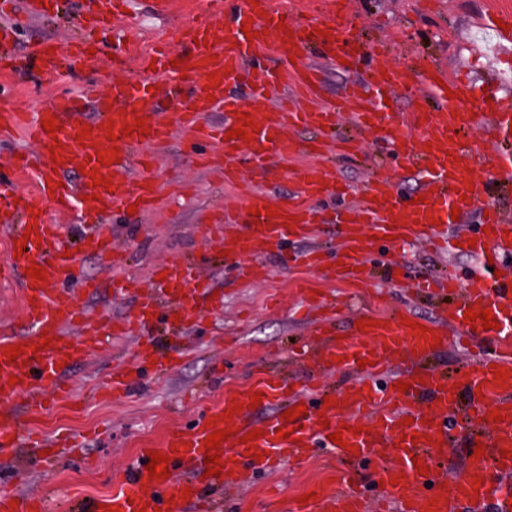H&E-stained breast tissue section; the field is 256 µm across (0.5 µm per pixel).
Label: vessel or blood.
Instances as JSON below:
<instances>
[{
  "label": "vessel or blood",
  "instance_id": "vessel-or-blood-1",
  "mask_svg": "<svg viewBox=\"0 0 512 512\" xmlns=\"http://www.w3.org/2000/svg\"><path fill=\"white\" fill-rule=\"evenodd\" d=\"M128 6L129 0H86L83 15L89 24L106 27ZM348 17L346 0H333L328 16L319 22L282 14L274 0H225L224 8L205 10L200 20L174 27L173 41L190 48L185 67H174L176 55L170 50L156 51L153 57L156 72L171 80L168 92L179 106L184 134L216 145L234 172H262L273 161L288 159L297 151L289 129L331 130L340 110L351 112L362 129L378 133L398 163L416 172L421 181L418 203L401 194L391 179L373 176L366 181L352 211L354 226L339 245V275L356 281L366 276L363 266L374 236L420 238L432 241L437 250L454 251L453 237L444 233L453 212L468 216L490 182L512 187V93L496 88L489 112L459 110V100L476 91L471 81L453 77L440 84L434 68L414 79L404 68L370 63V49L343 40ZM248 28L253 31L249 37L244 34ZM16 38L14 24L0 25L1 72L20 70L28 57L37 63L41 78L53 80L63 60L87 67L96 61L85 42H36L22 58L11 50ZM311 43L331 63L344 60L365 67L363 82L345 86L338 110L299 108L291 98L276 103L270 98L286 75L308 99L317 98L323 72L302 60ZM269 45L280 58L293 59L289 72L260 58V50ZM159 93L145 78L112 79L104 93L91 80L81 95H60L40 112L0 111V138L21 126L35 145L34 151L12 158V177L0 176V230L22 236L6 269L20 279L28 328L22 336L0 335V454L42 447V440L22 426L19 412L42 416L52 398L67 396L72 368L104 355L113 338H132L138 363L134 370L114 369L103 382V391L115 397L132 389L139 369L159 375L176 368L187 354L178 345L171 356L156 355L145 331L159 320L176 327L197 317L204 285L198 272L181 257H171L153 271L154 278L163 279L164 289L142 292L135 311L111 321L110 332H103L101 320L90 318L76 300L78 290H93L94 282L77 289L61 279L83 254L104 255L122 266L108 227L102 222L91 227L76 250L63 241L60 225L47 217L53 210L77 219H102L133 204L143 209L153 204L154 159L135 154L133 148L163 144L172 136L167 114L157 109ZM397 94L421 102L410 120L388 112L385 100ZM213 112L222 113L223 121H209ZM48 118L54 119L56 132L45 130ZM248 123L256 127L250 139L233 136V129ZM127 126L132 129L128 135L123 132ZM484 141L494 142L493 154L483 152ZM113 146L117 161L99 164L98 152ZM31 171L37 175L36 193H19L15 175ZM98 176L108 180V187L95 185ZM290 176L300 189L295 204L276 206L275 216L269 217L266 196L248 192L242 230L223 227L216 245L233 258L258 261L289 234L312 227L314 202L334 194L335 188L318 164L301 165ZM479 224L484 233L474 251L487 253V261L479 269L446 276L445 286L458 301L424 332L414 333L396 311L363 315L367 330L351 327L343 339L324 323L313 324L315 363L330 371H357L356 379L337 395L290 388L279 375L262 374L201 410L194 424L166 435L160 452L169 458L168 476L151 478L144 463L152 451L139 449L137 463L123 473L111 494L75 500V512H223L224 493L232 492L242 478L273 471L291 458L328 464L375 459L379 498L389 512H512V458L501 455L502 450L512 451V274L504 270L512 258V215L492 206ZM32 266L43 270V279L29 276ZM485 309L491 310L497 328H472L465 311ZM475 334L487 336L492 347L473 354L465 369L466 390L456 389L446 374L424 368L434 352V338L467 347ZM15 346L22 353L8 361L6 352ZM361 359L366 367H358ZM499 370L504 379H496ZM400 381L408 383L407 392L397 389ZM257 394L266 404H305L306 412L289 423L278 412L254 420L250 402ZM325 419L330 422L326 428L321 425ZM285 427L291 430L286 440L278 436ZM219 430L227 433L220 444L222 472L210 477L205 441ZM337 431L343 439L339 445L328 438ZM252 432L257 440L243 445L242 437ZM462 435L469 443H483L484 452L469 456L464 471L450 477L441 466L448 448ZM382 448L391 449L395 461L378 460ZM347 476L348 484L334 491L316 486L315 496L296 512H367V498L351 485L355 471ZM48 509L42 495L0 490V512Z\"/></svg>",
  "mask_w": 512,
  "mask_h": 512
}]
</instances>
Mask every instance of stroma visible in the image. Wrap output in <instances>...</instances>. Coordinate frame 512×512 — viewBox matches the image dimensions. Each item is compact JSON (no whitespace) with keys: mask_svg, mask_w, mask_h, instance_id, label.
<instances>
[{"mask_svg":"<svg viewBox=\"0 0 512 512\" xmlns=\"http://www.w3.org/2000/svg\"><path fill=\"white\" fill-rule=\"evenodd\" d=\"M79 2L64 0L58 15L23 24L17 49L36 39L79 36ZM151 2L132 0V16L117 23L126 32L128 73L134 78L143 77V60L157 43L168 38L172 24L190 22L206 5V0H176L170 18L161 19L152 14ZM490 2L349 0L347 34L371 47L379 63L406 67L413 75L436 64L449 75L463 74L480 85H490L498 76L512 85V46L499 43L484 23ZM82 79V71L71 65L64 76L52 81L0 74V108L40 111L60 90H77ZM294 136L299 144L297 158L276 163L249 181L278 205L294 202L298 187L289 173L311 158L314 132L298 130ZM192 147L178 131L167 143L148 147V154L157 159L156 206L131 216L118 214L111 220L112 233L126 253L123 267L115 271L107 260L85 256L75 271L76 277H92L100 283L95 293L80 295L86 311L121 319L133 313L137 295L114 294L115 275L134 277L143 288L151 289L155 286L154 267L169 257L208 256L209 282L201 297L208 313L184 332L189 355L167 376L154 378L149 391L91 398L90 390L106 380L114 366L133 363L132 339H115V357L94 358L77 366L69 376L72 398L33 424L49 437L68 430L82 440V447L59 449L51 461L22 450L1 455L0 488L49 493L51 512H60L71 498L110 493L114 476L127 468L138 448L159 443L173 426L187 425L200 409L216 404L255 371L268 367L301 386L336 390L352 380L349 369L319 373L313 365L293 360L294 352L310 340V327L320 317L318 303H335L332 325L339 332L348 329L361 305L355 284L330 281L325 269L307 268L299 259L311 243L335 246L344 231L342 216L333 208L321 209L315 215L319 229L314 239H288L281 249L264 257L266 275L246 276L242 262L224 257L208 237L225 215H237L242 208L241 187L236 182L225 183L223 159L206 166L190 164ZM384 150L382 140L366 132L359 137L354 157L329 158L327 167L335 182L347 188L355 200L370 171V160ZM474 263L465 248L442 255L418 242L395 251L379 244L369 256L373 278L366 289L378 295L381 306L432 321L439 300L411 296L408 282L451 268L465 270ZM333 481V475L319 463L300 467L287 461L275 472L253 475L238 497L235 512H286L313 487L329 486Z\"/></svg>","mask_w":512,"mask_h":512,"instance_id":"obj_1","label":"stroma"}]
</instances>
